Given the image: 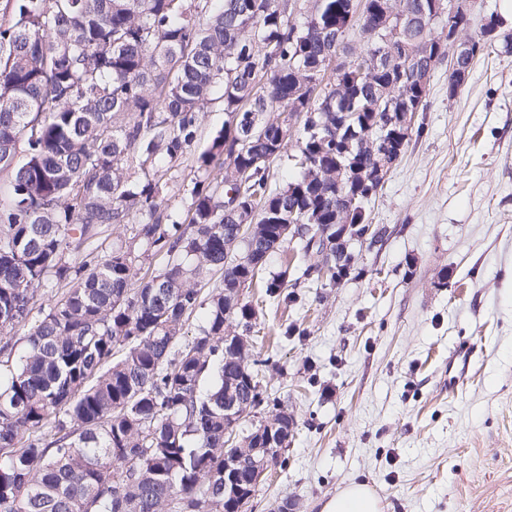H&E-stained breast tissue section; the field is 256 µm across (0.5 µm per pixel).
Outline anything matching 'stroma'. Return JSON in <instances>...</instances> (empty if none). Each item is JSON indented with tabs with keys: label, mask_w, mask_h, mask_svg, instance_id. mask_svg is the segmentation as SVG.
Segmentation results:
<instances>
[{
	"label": "stroma",
	"mask_w": 512,
	"mask_h": 512,
	"mask_svg": "<svg viewBox=\"0 0 512 512\" xmlns=\"http://www.w3.org/2000/svg\"><path fill=\"white\" fill-rule=\"evenodd\" d=\"M415 121L367 205L382 241L355 248L339 286L298 284L257 315L277 351L259 379L296 427L252 512H320L356 482L383 512H512V52L486 54L453 96L438 66ZM223 124L213 100L192 152L161 172L172 216Z\"/></svg>",
	"instance_id": "1"
}]
</instances>
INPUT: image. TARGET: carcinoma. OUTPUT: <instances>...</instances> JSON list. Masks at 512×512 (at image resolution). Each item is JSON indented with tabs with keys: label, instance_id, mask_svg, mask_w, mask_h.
<instances>
[{
	"label": "carcinoma",
	"instance_id": "carcinoma-1",
	"mask_svg": "<svg viewBox=\"0 0 512 512\" xmlns=\"http://www.w3.org/2000/svg\"><path fill=\"white\" fill-rule=\"evenodd\" d=\"M0 25V512H228L224 454L265 447L224 423V398L241 419L255 409L293 426L281 399L253 392L256 309L234 299L290 245L268 299L308 279L331 288L354 270L350 251L322 258L308 277L310 243L292 240L288 214L350 244H375L366 203L408 147L384 146L389 98L425 102L415 78L443 39L429 0H394L406 26L389 65L347 39L380 22L384 0H7ZM475 57L495 44L462 24ZM223 83L226 120L198 168L218 170L191 191V216L172 219L158 168L197 139L204 107ZM255 112L265 142L245 151L236 114ZM287 159L297 175L272 182ZM140 171L132 181L124 164ZM141 217L132 245L100 254L102 229ZM245 224L247 236L238 235ZM159 257L138 287L136 267ZM218 283H213L214 277ZM51 281L65 291L38 305ZM41 317L29 324L34 309ZM194 335L184 322L197 312ZM29 326L25 347L12 339ZM235 336L237 344L224 338Z\"/></svg>",
	"mask_w": 512,
	"mask_h": 512
}]
</instances>
